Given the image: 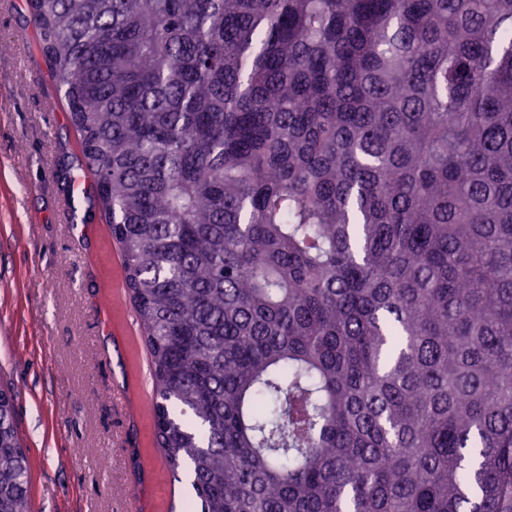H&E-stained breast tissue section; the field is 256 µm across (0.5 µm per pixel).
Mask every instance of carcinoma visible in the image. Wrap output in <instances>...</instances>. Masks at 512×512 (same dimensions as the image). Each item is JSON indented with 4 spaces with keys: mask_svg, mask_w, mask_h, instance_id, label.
Returning <instances> with one entry per match:
<instances>
[{
    "mask_svg": "<svg viewBox=\"0 0 512 512\" xmlns=\"http://www.w3.org/2000/svg\"><path fill=\"white\" fill-rule=\"evenodd\" d=\"M27 8L180 512H512V0Z\"/></svg>",
    "mask_w": 512,
    "mask_h": 512,
    "instance_id": "obj_1",
    "label": "carcinoma"
}]
</instances>
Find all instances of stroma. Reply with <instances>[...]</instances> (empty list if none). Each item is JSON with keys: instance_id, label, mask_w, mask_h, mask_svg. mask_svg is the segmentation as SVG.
<instances>
[{"instance_id": "35a3bbf8", "label": "stroma", "mask_w": 512, "mask_h": 512, "mask_svg": "<svg viewBox=\"0 0 512 512\" xmlns=\"http://www.w3.org/2000/svg\"><path fill=\"white\" fill-rule=\"evenodd\" d=\"M90 183L25 0H0V384L31 507L169 512L184 487L156 446L149 352Z\"/></svg>"}]
</instances>
